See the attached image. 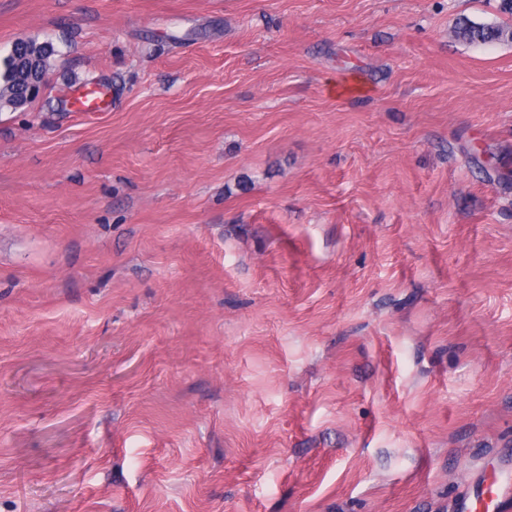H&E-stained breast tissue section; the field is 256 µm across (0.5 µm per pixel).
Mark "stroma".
<instances>
[{
  "label": "stroma",
  "instance_id": "obj_1",
  "mask_svg": "<svg viewBox=\"0 0 512 512\" xmlns=\"http://www.w3.org/2000/svg\"><path fill=\"white\" fill-rule=\"evenodd\" d=\"M499 0H0V512H450L512 466ZM105 87L73 112L70 87ZM454 35L469 44L512 43V26L500 22H476L465 18L457 24ZM23 51H16L14 44L10 53L1 61L0 65V109L7 107L18 109L32 103L38 96L23 88L29 83L24 78L25 64L34 62L36 70L44 76L48 59L55 50L51 42L37 43L34 40L23 39ZM73 112H106L110 98L101 87L80 86L70 90L67 99Z\"/></svg>",
  "mask_w": 512,
  "mask_h": 512
}]
</instances>
